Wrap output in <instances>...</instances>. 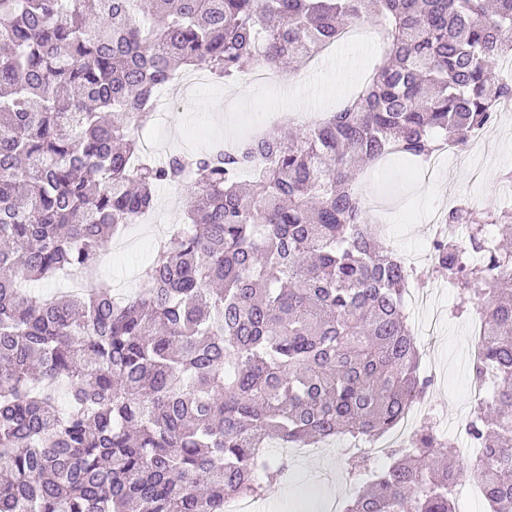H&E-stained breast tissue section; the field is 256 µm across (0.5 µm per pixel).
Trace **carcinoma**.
Listing matches in <instances>:
<instances>
[{"label":"carcinoma","instance_id":"cac0c4a2","mask_svg":"<svg viewBox=\"0 0 512 512\" xmlns=\"http://www.w3.org/2000/svg\"><path fill=\"white\" fill-rule=\"evenodd\" d=\"M383 61L321 122L230 150L142 154L158 91L296 68L353 21ZM512 0H0V512H224L288 471L263 453L398 427L427 390L354 163L428 161L512 101ZM264 156L256 166L255 155ZM184 191V219L123 301L97 274L114 236ZM432 269L479 308L495 378L469 433L489 512H512V202L458 203ZM55 287L35 295L27 282ZM431 429L390 450L344 512H456Z\"/></svg>","mask_w":512,"mask_h":512}]
</instances>
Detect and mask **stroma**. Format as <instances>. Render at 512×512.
I'll list each match as a JSON object with an SVG mask.
<instances>
[{
	"label": "stroma",
	"instance_id": "obj_1",
	"mask_svg": "<svg viewBox=\"0 0 512 512\" xmlns=\"http://www.w3.org/2000/svg\"><path fill=\"white\" fill-rule=\"evenodd\" d=\"M381 59V51L370 39L359 46L339 45L321 66L309 64L295 71L285 86L267 82L246 88L238 97L233 85L205 80L202 86L179 94L160 116L151 131L157 142L155 155L199 153L214 139L238 141L254 124L264 122L269 112L276 113L278 123L298 126L301 120L291 106L292 99H305L306 110L313 115L334 109L356 91L361 77ZM486 138L488 152L458 153L426 180L406 177L404 165L394 160L361 166L357 183L368 200L369 213L398 255L411 256L427 242L428 214L446 208L449 199H466L481 206L496 203L502 192L496 175L512 168V128L494 127ZM175 194L174 188L165 185L156 189V206L148 223L125 229L131 243L103 256L99 265L102 278L136 287L150 258L146 242L184 217L182 208L170 204ZM409 287L423 297L410 326L419 351V369L431 380L429 406L417 415L413 427H430L453 439L459 450L456 465L468 473L473 465L460 453L463 441L447 424L473 408L468 349L478 339L474 324L479 314L474 310L461 317L454 313L456 291L449 288L446 276L420 274L411 279ZM353 484L340 446H330L315 456H293L288 460L287 475L267 486L260 496L256 512H312L327 497L335 505L334 512H343Z\"/></svg>",
	"mask_w": 512,
	"mask_h": 512
}]
</instances>
